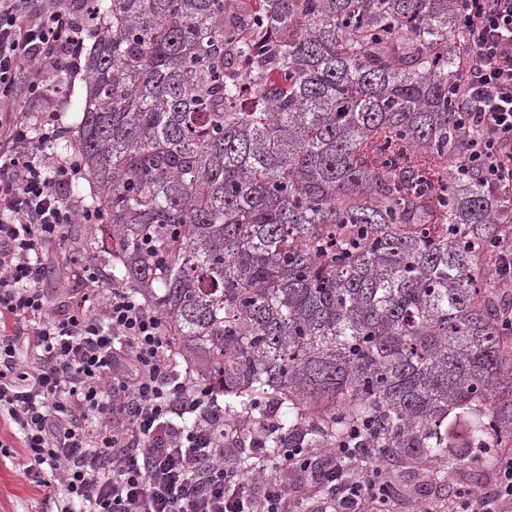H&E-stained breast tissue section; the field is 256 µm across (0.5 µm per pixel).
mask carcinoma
<instances>
[{"label": "carcinoma", "mask_w": 512, "mask_h": 512, "mask_svg": "<svg viewBox=\"0 0 512 512\" xmlns=\"http://www.w3.org/2000/svg\"><path fill=\"white\" fill-rule=\"evenodd\" d=\"M98 0L73 150L105 213L112 283L270 450L360 447L444 472L512 448L509 208L450 176L463 139L460 0Z\"/></svg>", "instance_id": "obj_1"}]
</instances>
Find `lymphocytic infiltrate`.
I'll use <instances>...</instances> for the list:
<instances>
[{"label": "lymphocytic infiltrate", "instance_id": "obj_1", "mask_svg": "<svg viewBox=\"0 0 512 512\" xmlns=\"http://www.w3.org/2000/svg\"><path fill=\"white\" fill-rule=\"evenodd\" d=\"M457 109L464 136L453 164L493 196L512 198V0H462ZM91 0H0V420L41 487L55 476L56 512H287L288 478L311 451L283 448L255 481L224 427L216 394L176 368L165 319L131 289L108 285L94 261H74L81 297L51 304L47 252L69 224L104 215L73 187V155L50 153L63 125L33 128L22 107L45 77L79 74ZM312 485L330 512H383L391 480L353 441L323 449ZM493 490L458 482L448 512H512V449Z\"/></svg>", "mask_w": 512, "mask_h": 512}]
</instances>
